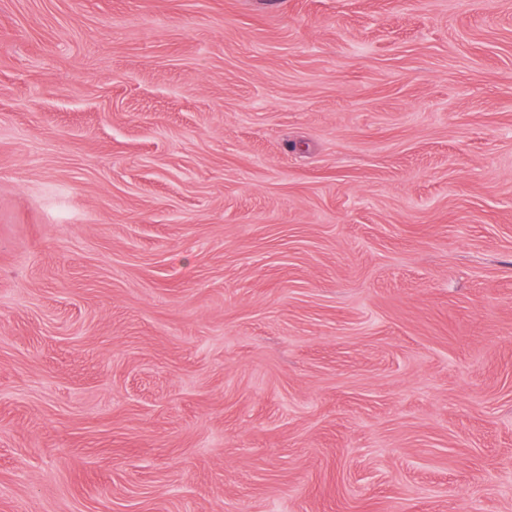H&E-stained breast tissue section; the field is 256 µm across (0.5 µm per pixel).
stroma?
Returning a JSON list of instances; mask_svg holds the SVG:
<instances>
[{
  "label": "stroma",
  "instance_id": "1",
  "mask_svg": "<svg viewBox=\"0 0 512 512\" xmlns=\"http://www.w3.org/2000/svg\"><path fill=\"white\" fill-rule=\"evenodd\" d=\"M0 512H512V0H0Z\"/></svg>",
  "mask_w": 512,
  "mask_h": 512
}]
</instances>
